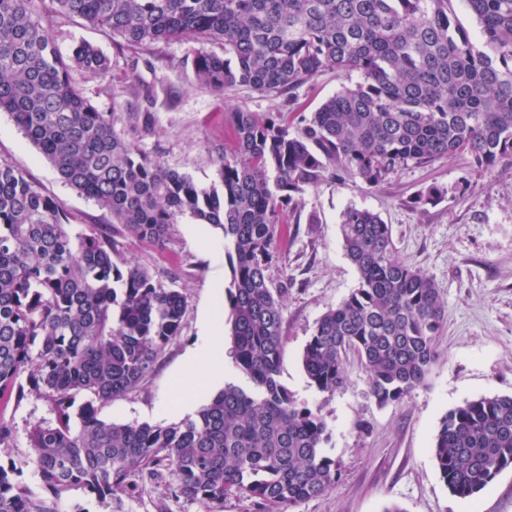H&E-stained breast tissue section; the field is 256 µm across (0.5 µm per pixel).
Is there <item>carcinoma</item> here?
<instances>
[{
    "label": "carcinoma",
    "mask_w": 512,
    "mask_h": 512,
    "mask_svg": "<svg viewBox=\"0 0 512 512\" xmlns=\"http://www.w3.org/2000/svg\"><path fill=\"white\" fill-rule=\"evenodd\" d=\"M451 2L0 0V112L112 217L72 233L59 203L0 161V399L33 393L51 414L27 430L48 495L33 496L20 471L0 463V512H58L73 489L99 502L131 496L165 472L169 494L205 512H222L235 494L259 512H290L333 487L326 423L280 382L285 288L272 287L268 271L285 215L299 213L301 195L330 172L376 187L457 154L485 170L512 162V0H464L481 49L457 27ZM74 18L144 51L193 37L195 83L286 94L289 111L232 108L235 150L217 153V181L201 187L134 148L114 113L73 83L74 70L103 79L112 71L90 43L66 58L57 52L54 26ZM328 69L360 81L300 116L295 90ZM185 219L223 234L231 354L250 385L225 383L178 422L106 421L99 407L154 372L186 309L183 293L121 256L115 236L161 247ZM341 235L358 286L317 320L304 372L334 392L353 354L377 403L399 402L439 363L447 306L431 278L397 258L379 215L345 209ZM15 441L16 427L0 419V454ZM431 453L451 495L477 496L512 467V395L449 410Z\"/></svg>",
    "instance_id": "cac0c4a2"
}]
</instances>
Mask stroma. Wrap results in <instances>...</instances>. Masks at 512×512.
<instances>
[{"mask_svg": "<svg viewBox=\"0 0 512 512\" xmlns=\"http://www.w3.org/2000/svg\"><path fill=\"white\" fill-rule=\"evenodd\" d=\"M53 39L65 56L77 42L97 45L112 63L111 80L76 70V85L100 108L114 110L117 130L137 149L162 158L202 186L217 179L212 149L229 152L235 146L226 119L231 106L265 114L288 109L284 96L238 86L218 94L195 85L186 63L196 46L192 39L161 43L146 53L80 19L56 26ZM358 80L355 73L322 72L295 92L302 114L310 115L342 86ZM146 88L154 93L153 104L141 96ZM145 110L153 115L150 125L130 120V113ZM0 160L19 168L54 198L69 215L72 230L110 223L105 211L63 183L4 112ZM432 185L446 188L445 198L434 205L419 204V195ZM303 202L299 217L289 218L279 232L281 260L270 270L274 285L288 287L280 381L326 422L324 451L336 460L340 475L328 493L298 504L293 512H385L392 506L401 512H512V468L475 500L465 501L449 493L430 452L449 410L481 397L512 395V163L480 172L468 155L460 154L426 167H408L377 187L356 176H330L307 189ZM351 206L376 212L390 225L397 257L431 277L447 305V324L437 338L443 358L427 385L384 406L371 395L357 357H349L348 380L333 393L311 386L300 361L316 321L358 285L340 228L342 214ZM119 249L155 272L166 287L184 293L187 306L181 333L155 372L133 392L106 404L102 418L152 425L176 422L208 403L224 381L247 385L229 359L220 367L223 381L200 390L181 383L190 372L185 355L200 342L202 318L221 305L230 282L221 231L184 222L171 227L163 247L123 237ZM47 414L46 403L34 396L19 403L0 400V418L17 430L11 458L22 481L38 496L44 490L26 431ZM122 510L203 512V507L171 497L166 482L155 481L143 485L136 496L123 497Z\"/></svg>", "mask_w": 512, "mask_h": 512, "instance_id": "obj_1", "label": "stroma"}]
</instances>
